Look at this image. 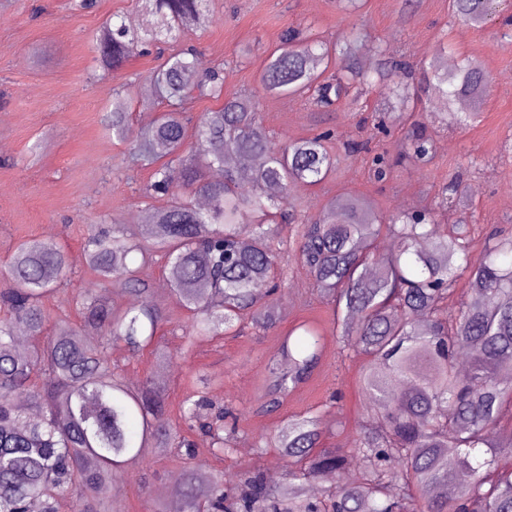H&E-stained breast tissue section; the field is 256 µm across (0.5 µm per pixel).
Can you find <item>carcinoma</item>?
Wrapping results in <instances>:
<instances>
[{"label": "carcinoma", "mask_w": 512, "mask_h": 512, "mask_svg": "<svg viewBox=\"0 0 512 512\" xmlns=\"http://www.w3.org/2000/svg\"><path fill=\"white\" fill-rule=\"evenodd\" d=\"M139 2L141 27L107 22L92 34L100 67L119 69L149 42L217 20L211 0ZM491 9V0H452V16L466 25L484 26ZM357 41L352 34L331 45L287 29L264 65L259 90L248 94L225 92L222 71L204 66L193 50L172 53L149 75L167 110L136 126L125 97L115 96L109 129L131 144L133 165L149 171L139 189L147 227L139 237L124 224L91 225L83 251L102 284L144 300L123 306L88 291L76 300L79 323L63 313L51 327L44 301L67 279V254L41 239L17 246L4 268L11 287L0 291V512H28L33 501L39 512H110L113 478L148 440L157 455L192 459L197 433L212 456L233 453L224 428L232 410L192 391L173 420L162 389L148 382L133 393L112 367L113 346L135 358L167 322L147 300L151 288L141 275L157 262L175 302L193 312L182 329L188 348L246 323L276 329L281 313L274 296L297 265L334 314L359 317L342 323L336 339L342 350L369 358L363 378L369 421L352 442L361 479L326 491L322 500L308 497L305 485L339 473L345 452L321 446V418L291 419L273 437L292 464L288 487L272 489L248 473L229 488L222 470L201 480L188 468L165 494L175 512H512V466L502 462L512 457V427L502 426L504 410L512 409V237L476 253L464 226L442 233L428 210L383 218L357 194L334 197L314 214L285 208L287 190L325 180L336 170V155L329 132L272 145L259 112L268 94L306 95L330 107L361 85L391 81L385 109L399 122L409 119L421 91L448 102L452 126L467 128L480 117L453 108L488 88L474 59L461 57L450 68L436 53L420 90L406 82L409 63L381 48L373 75L363 74L354 63ZM338 54L347 64L324 79ZM195 92L220 106L185 111ZM434 158L432 135L413 126L400 159L424 169ZM176 165L182 182L175 186ZM215 168L223 178H210ZM243 169L252 175L248 192L239 188ZM198 195L206 206L196 203ZM161 197L164 203L154 204ZM246 212L253 216L248 225L240 222ZM383 234L396 240L389 254L379 251ZM132 253L141 256L137 267L128 262ZM462 279L466 299L450 319L447 302ZM19 325L33 340L24 357L14 347ZM326 342L308 322L282 335L264 387L270 411L309 380ZM458 471L471 475L463 495L451 487Z\"/></svg>", "instance_id": "1"}]
</instances>
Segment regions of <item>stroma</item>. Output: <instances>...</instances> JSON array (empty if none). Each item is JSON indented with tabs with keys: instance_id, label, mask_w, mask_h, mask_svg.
Wrapping results in <instances>:
<instances>
[{
	"instance_id": "1",
	"label": "stroma",
	"mask_w": 512,
	"mask_h": 512,
	"mask_svg": "<svg viewBox=\"0 0 512 512\" xmlns=\"http://www.w3.org/2000/svg\"><path fill=\"white\" fill-rule=\"evenodd\" d=\"M218 20L191 32L205 66L224 69V88L230 93L253 91L267 58L277 49L281 34L290 28L336 40L350 27L364 28L367 71H374L375 43L388 55L406 58L421 71L447 38L455 55L482 62L489 91L482 100L468 99V109L481 118L467 129L447 125L444 99L423 96L420 117L436 143V158L426 170L403 163L386 179L375 180L368 157L349 154L346 141L371 137L376 152L395 156L404 145L406 126L388 123L386 133L366 125L362 105L387 97L390 85L365 88L359 100H345L335 110L311 105L306 98L265 97L263 124L276 143L283 144L326 129L334 130L336 171L316 185L289 192L288 207L316 212L328 199L345 193L375 200L380 212L440 206L439 189L458 180L466 206L458 208L454 224L469 227L472 245L482 250L493 228L512 232V40H500L496 29L512 20V7L499 4L493 25L480 28L454 22L449 0H362L359 10L340 12L336 0H216ZM141 24L135 0H95L84 9L79 0H0V268L17 243L47 239L62 246L69 260L70 280L46 303L49 316L75 300L79 293L96 291L130 302V294L103 287L84 261L83 241L91 224L121 223L140 229L137 215L143 207L139 189L146 171L134 169L127 146L113 140L106 129L107 115L117 92L127 94L133 122L145 114L144 101L152 92L146 80L160 60L157 55L136 56L124 68L96 67L89 37L111 17ZM153 286V301L165 308L170 321L157 333L156 344L169 351V364L152 354L130 357L119 346L112 349V365L132 390L152 382L164 388L170 408H177L197 376L209 381L208 392L217 404L235 408L238 432L235 452L216 459L199 451L196 472L223 470L228 486H237L246 471L287 473L290 465L270 444L288 417L323 415L322 445L346 449L367 420L362 371L365 356L340 352L335 340L333 309L321 302L310 277L294 270L290 284L278 297L284 314L279 329L248 330L241 336L199 341L191 351L181 349L179 328L192 318L173 300L161 265L145 271ZM303 321L314 323L329 336L320 365L310 380L296 388L271 414L260 410L266 364L282 330ZM184 464L175 456L153 454L119 471L110 489L114 512H146L148 499L173 486Z\"/></svg>"
}]
</instances>
